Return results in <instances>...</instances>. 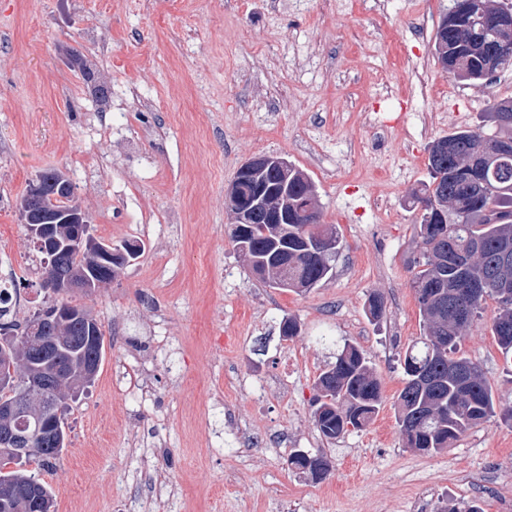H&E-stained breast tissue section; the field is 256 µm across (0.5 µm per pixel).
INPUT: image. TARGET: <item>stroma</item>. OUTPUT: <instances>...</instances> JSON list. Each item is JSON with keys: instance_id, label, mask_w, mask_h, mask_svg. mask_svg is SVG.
<instances>
[{"instance_id": "1", "label": "stroma", "mask_w": 512, "mask_h": 512, "mask_svg": "<svg viewBox=\"0 0 512 512\" xmlns=\"http://www.w3.org/2000/svg\"><path fill=\"white\" fill-rule=\"evenodd\" d=\"M451 0H0V285L41 306L39 256L16 204L67 174L103 241L143 244L92 296L105 358L40 476L56 512H512V422L442 453L405 448L400 359L422 333L411 287L427 146L483 134L512 100V68L470 83L440 68ZM107 88L99 100L82 69ZM278 154L314 183L342 248L305 293L259 284L236 250L224 189ZM380 319L367 313L371 294ZM495 300L460 350L512 407ZM299 333L284 338L283 318ZM352 342L381 383L364 429L335 442L312 420L314 382ZM325 454L320 481L288 467Z\"/></svg>"}]
</instances>
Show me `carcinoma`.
<instances>
[{
	"mask_svg": "<svg viewBox=\"0 0 512 512\" xmlns=\"http://www.w3.org/2000/svg\"><path fill=\"white\" fill-rule=\"evenodd\" d=\"M484 9L471 0H452L448 23H440L434 48L445 51L444 62L463 81L485 80V61L478 48L494 39L499 6L482 0ZM489 118L500 134L485 136L458 130L434 141L429 149L430 182L417 198L420 205L418 235L420 256L413 261L416 272L412 288L423 322V333L403 355L404 382L396 399V421L404 447L423 454H437L450 447L468 430L497 416L492 388L481 368L460 354L462 332L479 316L482 303L493 298L498 304L492 325L504 358H512V280L509 288L489 281L509 263L512 269V101L494 104ZM61 171L50 168L40 177L44 195L63 193ZM313 182L303 172L288 180V195L303 199ZM322 234L336 238L333 231L315 218L313 223L296 220L271 224L263 214L252 223L232 228L234 247L248 262L252 274L268 288L308 291L332 275L336 253L325 257L310 252L312 240ZM68 232H58L48 246L56 262L70 275L81 279L92 292L112 282L119 272L136 260L143 250L137 244L124 250L117 262L105 267L97 254L72 248ZM52 302L73 305L89 320H74L58 327L57 345H48L45 356L55 360L54 370L62 372L49 401L32 400L27 419L65 414L92 386L104 358L101 323L83 305L73 304V294L54 297ZM0 291V403L14 401L20 386L12 374L31 370L36 358L27 341L15 337L24 323L2 321L8 310ZM313 413L315 427L325 439L335 441L349 428L366 427L382 404L381 387L364 353L344 342L333 365L322 370L315 381ZM66 443L36 447L14 462V468L0 480V512H28L29 483L35 473L61 455ZM288 467L309 476L329 471L323 455L296 452Z\"/></svg>",
	"mask_w": 512,
	"mask_h": 512,
	"instance_id": "1",
	"label": "carcinoma"
}]
</instances>
